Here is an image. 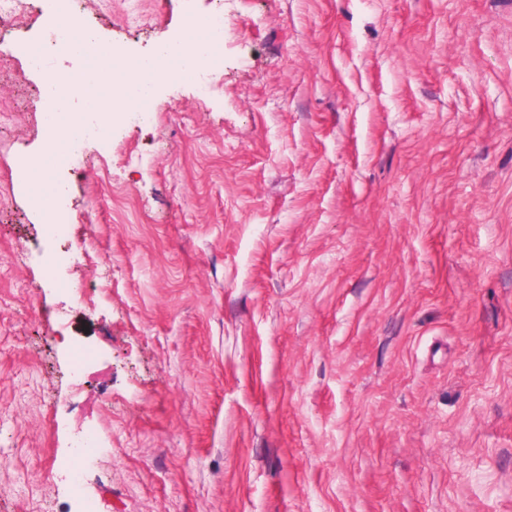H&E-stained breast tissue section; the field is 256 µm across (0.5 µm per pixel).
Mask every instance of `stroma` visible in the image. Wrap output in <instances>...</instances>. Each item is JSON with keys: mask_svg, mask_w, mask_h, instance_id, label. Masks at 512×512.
Instances as JSON below:
<instances>
[{"mask_svg": "<svg viewBox=\"0 0 512 512\" xmlns=\"http://www.w3.org/2000/svg\"><path fill=\"white\" fill-rule=\"evenodd\" d=\"M79 8L136 58L184 26ZM47 30L0 15V512H512V0H235L220 88L89 144L67 219L110 262L52 279L5 53Z\"/></svg>", "mask_w": 512, "mask_h": 512, "instance_id": "stroma-1", "label": "stroma"}]
</instances>
